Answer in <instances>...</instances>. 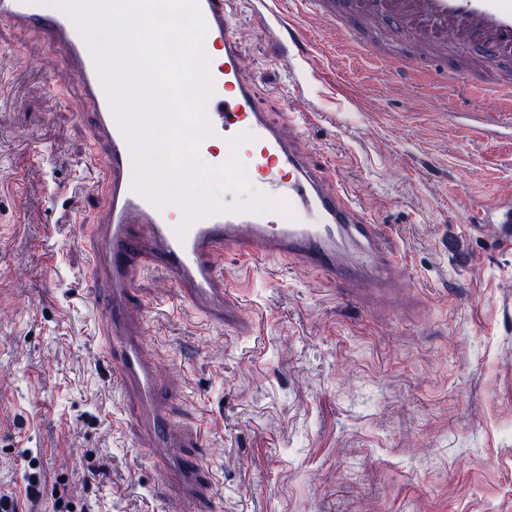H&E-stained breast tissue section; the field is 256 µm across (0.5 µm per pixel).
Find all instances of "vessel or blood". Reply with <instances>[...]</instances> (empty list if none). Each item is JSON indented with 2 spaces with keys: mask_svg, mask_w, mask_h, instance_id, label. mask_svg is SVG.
Returning <instances> with one entry per match:
<instances>
[{
  "mask_svg": "<svg viewBox=\"0 0 512 512\" xmlns=\"http://www.w3.org/2000/svg\"><path fill=\"white\" fill-rule=\"evenodd\" d=\"M312 12L329 18L335 29L380 63L395 58L396 46L409 38L429 59H442L456 45L494 65L493 76H476L472 96L495 92L499 122L489 127L482 115L470 117V131L485 137L504 129L512 140V0H307ZM207 25L206 54L216 55L209 72L213 95L207 115L213 140L229 142L250 132L252 159L248 177L260 178L267 195L285 200L291 216L221 214L195 223L185 239L173 227L177 208L157 210L130 190L128 146L118 130L90 54L69 18L41 0H0V22L20 34L37 33L64 56L69 75L80 89L84 109L93 118V144L87 164L101 166L108 226L90 251L97 274L91 298L102 308L111 352L112 388L133 398L136 423L150 459L180 483L186 500H194L211 476L193 455L203 432H184L172 421L167 390L171 382L144 347L143 325L134 313L138 276L144 264L161 271L208 322L238 320L224 273L223 255L237 257L241 270L282 259L303 270L319 272L351 297L399 301L407 286L399 264L386 245L387 230L373 223L339 184L334 168L317 157L305 141L314 112H292L287 120L271 119L259 103L245 66L241 41L233 26V0H200ZM275 53L303 38L294 23L271 28ZM482 223L500 240L512 242V201H499L481 214Z\"/></svg>",
  "mask_w": 512,
  "mask_h": 512,
  "instance_id": "b4317fda",
  "label": "vessel or blood"
}]
</instances>
